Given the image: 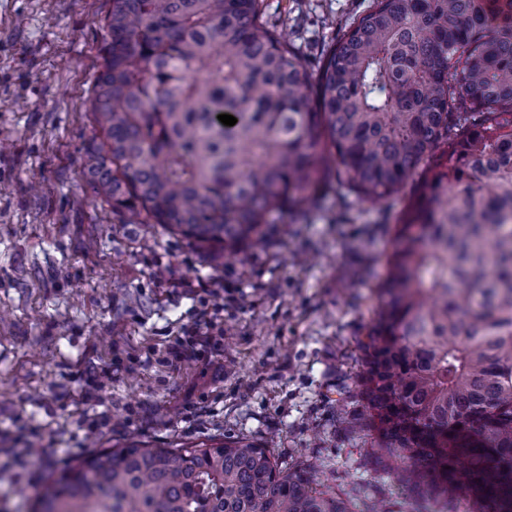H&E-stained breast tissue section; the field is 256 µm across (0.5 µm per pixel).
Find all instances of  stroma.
<instances>
[{"label":"stroma","mask_w":512,"mask_h":512,"mask_svg":"<svg viewBox=\"0 0 512 512\" xmlns=\"http://www.w3.org/2000/svg\"><path fill=\"white\" fill-rule=\"evenodd\" d=\"M370 4L266 0L310 71ZM108 7L0 0V512H21L94 447L209 437L270 443L291 468L317 461L320 479L381 486L403 512L364 459L373 439L339 432L336 391L359 389L356 341L413 183L376 204L331 198L302 223L279 218L265 248L218 265L161 226L114 223L83 177ZM193 326L217 350L174 361Z\"/></svg>","instance_id":"stroma-1"}]
</instances>
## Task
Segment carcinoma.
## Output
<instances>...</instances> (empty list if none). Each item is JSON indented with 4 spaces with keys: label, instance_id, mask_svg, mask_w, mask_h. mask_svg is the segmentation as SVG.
Wrapping results in <instances>:
<instances>
[{
    "label": "carcinoma",
    "instance_id": "obj_1",
    "mask_svg": "<svg viewBox=\"0 0 512 512\" xmlns=\"http://www.w3.org/2000/svg\"><path fill=\"white\" fill-rule=\"evenodd\" d=\"M265 16V0H109L86 186L118 223L218 261L331 189L375 202L420 175L339 430L401 461L411 512H512V0H374L315 75ZM314 471L248 438L129 440L51 479L31 512H392Z\"/></svg>",
    "mask_w": 512,
    "mask_h": 512
}]
</instances>
